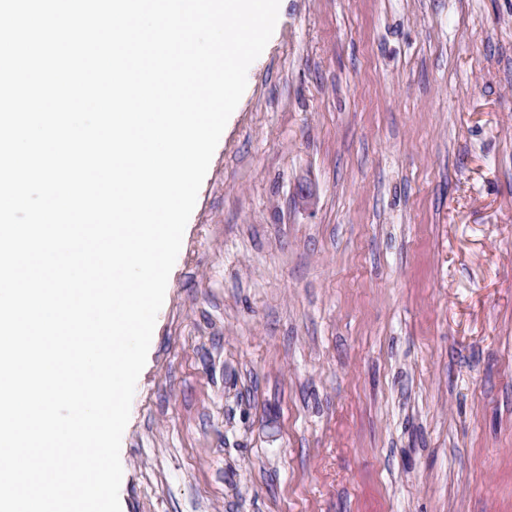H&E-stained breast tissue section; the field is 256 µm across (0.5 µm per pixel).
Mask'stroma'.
I'll return each instance as SVG.
<instances>
[{"label": "stroma", "mask_w": 512, "mask_h": 512, "mask_svg": "<svg viewBox=\"0 0 512 512\" xmlns=\"http://www.w3.org/2000/svg\"><path fill=\"white\" fill-rule=\"evenodd\" d=\"M120 460L121 512H512V0H280Z\"/></svg>", "instance_id": "35a3bbf8"}]
</instances>
